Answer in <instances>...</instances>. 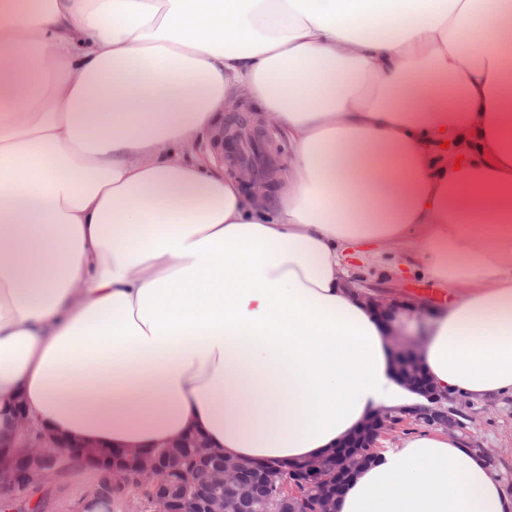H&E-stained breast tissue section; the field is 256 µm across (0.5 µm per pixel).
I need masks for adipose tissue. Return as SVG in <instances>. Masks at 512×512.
Instances as JSON below:
<instances>
[{"label": "adipose tissue", "instance_id": "obj_1", "mask_svg": "<svg viewBox=\"0 0 512 512\" xmlns=\"http://www.w3.org/2000/svg\"><path fill=\"white\" fill-rule=\"evenodd\" d=\"M249 104L291 151L272 200L187 159ZM450 301L420 361L512 395V0H0V447L187 431L316 459L380 408L392 332L357 283ZM336 512H512L444 430L382 448ZM375 290L397 303H410L420 312L432 315L448 306V295L433 292L434 284L416 276H405L400 279L377 278L372 282ZM385 297H372L371 303L376 307L392 306Z\"/></svg>", "mask_w": 512, "mask_h": 512}]
</instances>
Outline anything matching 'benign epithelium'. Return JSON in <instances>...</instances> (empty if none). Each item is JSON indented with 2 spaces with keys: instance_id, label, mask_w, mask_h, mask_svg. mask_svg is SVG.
Here are the masks:
<instances>
[{
  "instance_id": "1",
  "label": "benign epithelium",
  "mask_w": 512,
  "mask_h": 512,
  "mask_svg": "<svg viewBox=\"0 0 512 512\" xmlns=\"http://www.w3.org/2000/svg\"><path fill=\"white\" fill-rule=\"evenodd\" d=\"M395 375L408 390L423 396L428 404L417 405L407 411L417 421L434 423L457 434L463 425L456 418V410L448 405V397L429 381L421 366L413 342L404 339L394 348ZM394 421L391 412L381 409L367 417L356 432L336 450V460L326 466L323 460H306L299 464L310 478L325 483L328 488L307 504L305 512H335L337 492L334 484L351 478L367 461L365 448L376 447L377 440ZM178 448H188L193 460L205 464L213 449L201 434L188 432L181 440L164 444V450H129L109 457H101L96 445L84 440H58L35 434L15 449L0 450V501H14L35 486L51 484L60 454L72 455L85 465L99 470L100 481L108 489L124 493L122 512H172L171 495L174 489L166 480V473L180 469ZM245 464L224 460V468L212 473V491L200 497L188 481L183 483V494L178 512H239L250 498L251 483L243 476ZM265 479L275 491L277 507L288 504L290 512H297L296 504H304L303 492L296 486L278 481L277 467L262 470Z\"/></svg>"
}]
</instances>
